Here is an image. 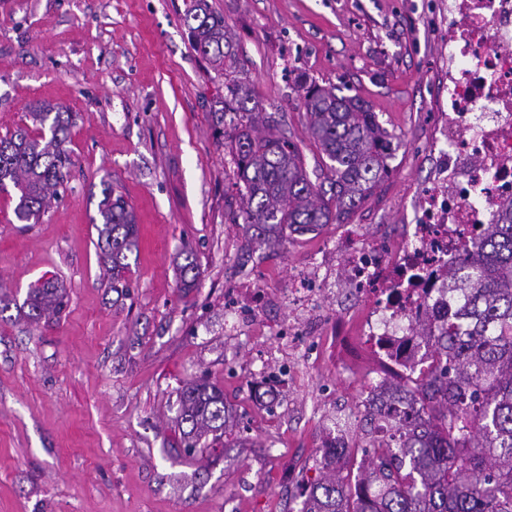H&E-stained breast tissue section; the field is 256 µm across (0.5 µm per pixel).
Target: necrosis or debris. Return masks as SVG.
<instances>
[{
    "instance_id": "necrosis-or-debris-1",
    "label": "necrosis or debris",
    "mask_w": 512,
    "mask_h": 512,
    "mask_svg": "<svg viewBox=\"0 0 512 512\" xmlns=\"http://www.w3.org/2000/svg\"><path fill=\"white\" fill-rule=\"evenodd\" d=\"M431 183L420 195L407 240L367 237L357 224L340 225L321 273H297L283 300L291 311L281 336H299L321 321L322 276L336 292L364 305V334L386 359L388 376L367 397L373 421L367 438L392 435L417 419L407 374L425 373L430 344L413 329L425 320L447 325L459 298L448 273L468 271L483 225L512 209V0H448V115L438 127Z\"/></svg>"
}]
</instances>
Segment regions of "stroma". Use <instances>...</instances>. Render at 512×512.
<instances>
[{"instance_id": "35a3bbf8", "label": "stroma", "mask_w": 512, "mask_h": 512, "mask_svg": "<svg viewBox=\"0 0 512 512\" xmlns=\"http://www.w3.org/2000/svg\"><path fill=\"white\" fill-rule=\"evenodd\" d=\"M190 0H0V135L48 100L76 113L67 189L36 224L0 193V512H301L337 428L363 417L376 352L357 336L295 337L287 361L268 337L226 329L232 289L266 282L262 318L288 322L279 294L336 241V227L249 245L216 127L224 73L193 50ZM224 17L240 76L302 154L298 82L333 84L396 134L390 174L349 221L372 237L404 233L428 180V149L448 87V0H208ZM134 209L127 285L109 289L96 247L101 179ZM193 251L201 276L182 288ZM67 289L59 318L30 322L28 289ZM203 379L235 419L214 449L187 454L179 394Z\"/></svg>"}]
</instances>
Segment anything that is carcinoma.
<instances>
[{"label":"carcinoma","mask_w":512,"mask_h":512,"mask_svg":"<svg viewBox=\"0 0 512 512\" xmlns=\"http://www.w3.org/2000/svg\"><path fill=\"white\" fill-rule=\"evenodd\" d=\"M183 23L192 48L224 70L230 104L217 124L227 111L237 117L224 142L241 199L233 223L251 225L259 244L282 246L290 233L349 219L387 175L396 136L359 99L302 81L298 92L307 130L324 158L319 180L312 181L288 137L258 133L259 103L237 77L224 17L207 0H192ZM31 117L34 127L0 137V192L16 190L14 214L22 224L37 223L60 197L73 166L65 147L73 113L38 103ZM100 185L97 246L109 284L117 288L129 270L139 228L124 196L106 179ZM469 262L478 269L470 280L448 272L449 286L465 295L458 305L462 325L424 323L417 329L442 360L440 371L417 386L421 421L398 427L399 446H374L365 467L345 470L336 449H326L324 473L302 512H512V213L486 225ZM179 274L183 287L196 286L200 271L192 253H185ZM64 294L55 280L30 289L23 302L27 317L39 322L59 314ZM179 405L189 450L208 435L214 442L224 437L229 415L218 387L189 382Z\"/></svg>","instance_id":"cac0c4a2"}]
</instances>
